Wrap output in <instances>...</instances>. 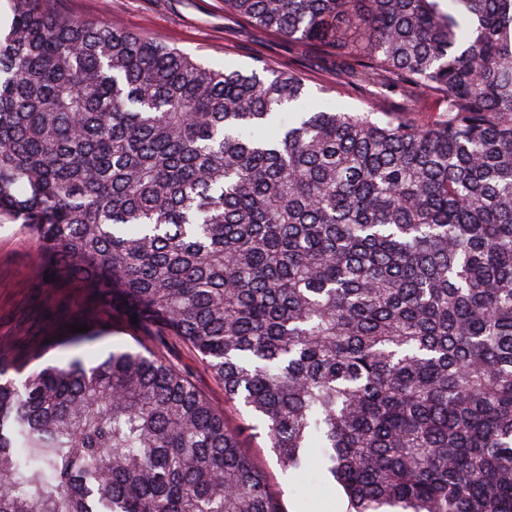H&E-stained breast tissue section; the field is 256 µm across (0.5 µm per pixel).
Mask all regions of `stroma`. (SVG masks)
<instances>
[{
  "mask_svg": "<svg viewBox=\"0 0 512 512\" xmlns=\"http://www.w3.org/2000/svg\"><path fill=\"white\" fill-rule=\"evenodd\" d=\"M75 16L107 22L136 34L163 39L212 68L248 69L265 60L275 70L300 73L311 89H319L336 71L329 53L298 47L274 34L257 33L245 19L224 9V0H59ZM42 257L17 224H0V338L38 334L46 289L36 287L34 273ZM177 366L191 367L197 386L225 414L229 428L240 433V447L264 476L282 512H322L332 504L346 512L347 498L335 482L324 481L321 461L299 475L284 470L268 448L262 432L251 429L252 418L208 372L178 345L161 349Z\"/></svg>",
  "mask_w": 512,
  "mask_h": 512,
  "instance_id": "obj_1",
  "label": "stroma"
}]
</instances>
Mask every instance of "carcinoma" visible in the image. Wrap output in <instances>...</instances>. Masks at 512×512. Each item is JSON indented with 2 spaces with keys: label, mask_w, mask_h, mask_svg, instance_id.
<instances>
[{
  "label": "carcinoma",
  "mask_w": 512,
  "mask_h": 512,
  "mask_svg": "<svg viewBox=\"0 0 512 512\" xmlns=\"http://www.w3.org/2000/svg\"><path fill=\"white\" fill-rule=\"evenodd\" d=\"M11 3L0 220L139 350L0 341V512H281L174 343L349 512H512V0H224L426 121ZM128 336V334L106 335L105 337L95 340L93 342H86L66 346L60 350L52 352V355L56 357V360L58 362L65 363L68 359L76 355L87 356L89 354L96 353L100 356H104L108 352L112 351L113 344H121L125 347L135 348V346L131 342L130 337Z\"/></svg>",
  "instance_id": "obj_1"
}]
</instances>
